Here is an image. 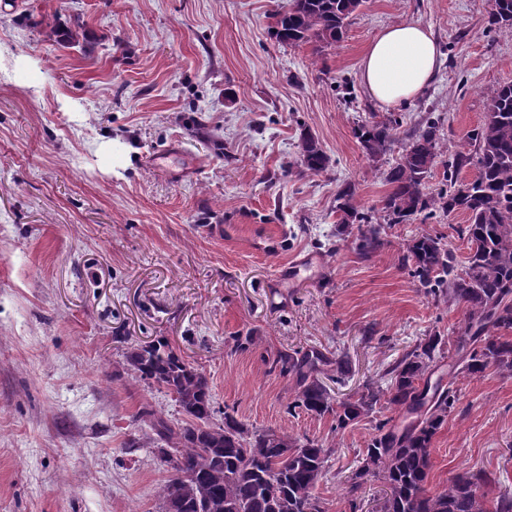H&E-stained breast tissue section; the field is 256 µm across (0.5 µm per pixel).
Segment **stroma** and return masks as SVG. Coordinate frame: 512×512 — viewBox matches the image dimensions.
<instances>
[{"label":"stroma","instance_id":"1","mask_svg":"<svg viewBox=\"0 0 512 512\" xmlns=\"http://www.w3.org/2000/svg\"><path fill=\"white\" fill-rule=\"evenodd\" d=\"M287 0H0V512H162L169 472L147 449L137 414L183 415L166 392L122 373L127 349L166 338L207 376L216 409L322 443L325 512H381L380 482L350 479L380 420L289 412L296 380L270 369L280 353L351 362L337 397L387 370L430 333L457 335L463 306L436 300L398 261L424 231L458 259L461 213L387 229L359 258L339 233L336 191L366 209L389 190L397 151L369 159L358 124L395 116L400 134L426 116L449 152L486 112L487 91L512 82V37L489 25L491 0H364L343 40L271 39ZM100 37L93 51L45 40L46 15ZM401 21L430 26L443 51L432 85L391 109L359 80L363 51ZM309 129L331 159L297 163ZM315 273L267 301L294 262ZM255 336L248 350L238 336ZM457 402L432 446L430 489L484 472L489 498L512 494V377L449 378Z\"/></svg>","mask_w":512,"mask_h":512}]
</instances>
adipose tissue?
Masks as SVG:
<instances>
[{
  "label": "adipose tissue",
  "mask_w": 512,
  "mask_h": 512,
  "mask_svg": "<svg viewBox=\"0 0 512 512\" xmlns=\"http://www.w3.org/2000/svg\"><path fill=\"white\" fill-rule=\"evenodd\" d=\"M440 66L431 29L415 21L401 22L383 27L369 43L359 78L378 105L390 108L425 92Z\"/></svg>",
  "instance_id": "ef3b65f1"
}]
</instances>
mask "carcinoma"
<instances>
[{
	"label": "carcinoma",
	"mask_w": 512,
	"mask_h": 512,
	"mask_svg": "<svg viewBox=\"0 0 512 512\" xmlns=\"http://www.w3.org/2000/svg\"><path fill=\"white\" fill-rule=\"evenodd\" d=\"M363 3L287 0L274 14L270 36L290 47L311 44L320 53L343 39L350 17ZM489 20L512 36V0H491ZM39 25L48 40L59 44L77 37L55 16ZM397 126L389 118L363 123L354 134L365 153L376 159L394 146ZM439 131V122L429 118L407 136L387 173L391 190L379 212L363 211L352 185L338 190L337 224L344 232L360 226L356 249L367 257L384 245L385 224H404L436 212L466 215L468 223L456 228L467 243L464 263L458 262L444 235L430 232L407 243L399 257L426 293L464 306V330L448 337L434 332L387 370V388L367 382L343 400L330 384L350 375L345 358L333 368H310L309 356L287 353L270 371L296 377L298 390L288 410L331 416L340 428L372 414L382 400L414 416L402 427L379 423L353 475L354 490L372 478L383 483L382 512H512L508 493L488 508L482 488L493 479L481 473L457 476L432 494L426 489L433 439L456 402L450 389L430 390L431 371L447 356L455 359L456 373L512 377V83L488 93L484 120L467 135L472 149L448 157L443 186L434 193L427 191L426 179L441 151ZM297 148V164L304 169L319 173L329 168L330 157L310 132L301 134ZM466 167L475 176L464 181L460 173ZM125 369L136 380L166 390L186 416L175 423L147 407L139 413L163 444L157 449L161 461L173 471L159 490L164 512H324L317 493L327 463L323 445L272 430L251 431L227 410L221 422H214L217 410L207 376L164 339L132 345Z\"/></svg>",
	"instance_id": "cac0c4a2"
}]
</instances>
